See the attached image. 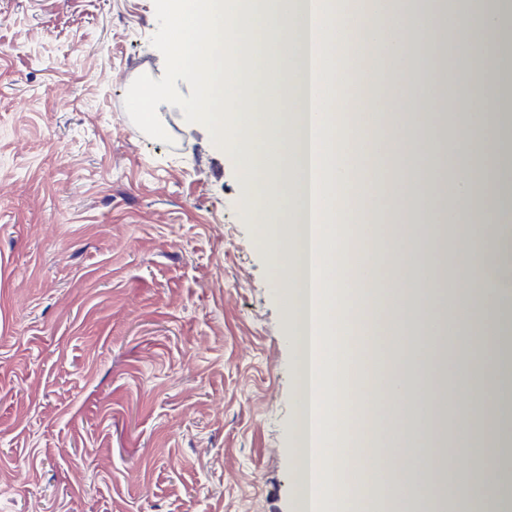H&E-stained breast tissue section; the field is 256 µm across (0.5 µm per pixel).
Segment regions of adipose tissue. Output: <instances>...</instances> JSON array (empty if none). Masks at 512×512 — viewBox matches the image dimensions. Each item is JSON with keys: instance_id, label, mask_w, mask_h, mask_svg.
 <instances>
[{"instance_id": "1", "label": "adipose tissue", "mask_w": 512, "mask_h": 512, "mask_svg": "<svg viewBox=\"0 0 512 512\" xmlns=\"http://www.w3.org/2000/svg\"><path fill=\"white\" fill-rule=\"evenodd\" d=\"M378 0H346L349 17L344 30L336 18L319 11L314 0H172L169 19L175 31L167 57L199 87L206 104L201 118L212 137L237 155L242 176L256 187L247 199L261 226V237L272 246L278 265L300 274L303 286L289 306L294 333L306 337V349L297 361L301 383L299 417L303 433L299 480L307 493L297 497L296 512H331L336 502V473L354 482L379 472L380 463L367 455L372 438L337 440L336 423L353 415L354 399L399 398L402 392L429 389L439 397L435 414L425 417L401 412L406 428L390 461L400 490L435 472L441 507L457 512L460 492H468L474 512H512V485L502 489L484 482V473L512 460V369H505L484 341L489 321L512 316V259L487 255L485 227L497 225V241L512 248V190L500 189V162L512 155V138L504 134L512 116V59L500 56L499 37H512V0L491 8L486 0H467L461 23L447 28L448 51L466 88L468 113L447 107L438 114L437 127L416 119L394 124L376 113L365 99L366 121L350 129L344 150L336 148L329 122L336 110L333 98L312 99L299 125L288 115L295 110V93L307 79L298 66L279 76L292 92L269 98L258 84L260 108L237 110L245 91L227 70L228 56L237 47L243 29H250L259 60L282 55L284 46H298L301 34L319 36L323 50L342 42L347 52L372 46L375 57L398 64L414 52L411 29L425 21L426 13L411 6L398 19L368 28L360 25L365 13L377 11ZM207 30L200 45L192 35ZM405 142L419 162L420 172L396 193L406 195L413 223L410 233L391 246L395 266L405 276L391 294L408 298L417 311L438 301L437 319L423 320L422 336L412 348L410 363L388 369L361 354L357 345L337 344L346 331L351 309L337 307V289H346L375 311L372 323L360 330L363 339L375 333L399 331L398 319L387 318L371 290L357 285L369 256L354 260L351 249L336 235L337 211L355 213L360 202L351 190V173L362 154L373 162L385 158L391 142ZM454 206L441 214L430 205V188ZM297 201L308 222L301 240L276 234L284 222L289 201ZM448 220L453 237L463 247L450 248L447 257L457 281L448 293L425 287L426 273L417 263L424 241L423 227ZM455 352L444 367H434L440 343ZM370 379L371 389L349 393L350 384ZM481 449L465 459L462 468L446 471L442 454H461L463 443Z\"/></svg>"}]
</instances>
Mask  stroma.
I'll return each instance as SVG.
<instances>
[{
    "label": "stroma",
    "mask_w": 512,
    "mask_h": 512,
    "mask_svg": "<svg viewBox=\"0 0 512 512\" xmlns=\"http://www.w3.org/2000/svg\"><path fill=\"white\" fill-rule=\"evenodd\" d=\"M166 4L0 0V512H294L286 274ZM382 171L384 252L415 170ZM163 95V90L153 82L142 84L135 97V104L142 124L153 127L156 121V108Z\"/></svg>",
    "instance_id": "35a3bbf8"
}]
</instances>
